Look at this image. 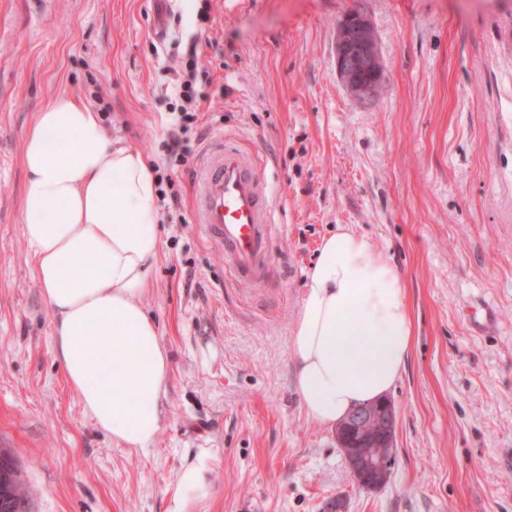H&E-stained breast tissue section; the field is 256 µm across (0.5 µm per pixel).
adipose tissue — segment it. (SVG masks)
<instances>
[{
    "instance_id": "adipose-tissue-1",
    "label": "adipose tissue",
    "mask_w": 512,
    "mask_h": 512,
    "mask_svg": "<svg viewBox=\"0 0 512 512\" xmlns=\"http://www.w3.org/2000/svg\"><path fill=\"white\" fill-rule=\"evenodd\" d=\"M22 236L56 315L55 354L83 412L113 442L145 450L160 433L169 354L142 297L160 248L156 182L136 149L112 144L70 95L24 137ZM411 345L397 271L364 238L327 236L289 344L308 418L340 422L395 385Z\"/></svg>"
}]
</instances>
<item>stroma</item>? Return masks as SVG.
<instances>
[{"label": "stroma", "instance_id": "35a3bbf8", "mask_svg": "<svg viewBox=\"0 0 512 512\" xmlns=\"http://www.w3.org/2000/svg\"><path fill=\"white\" fill-rule=\"evenodd\" d=\"M0 0V448L33 512H512V0ZM371 21L385 84L336 78L338 21ZM198 44L197 155L178 167L184 223L160 219L143 300L171 358L164 425L124 448L84 414L54 352L55 314L21 234L24 136L58 96L161 164ZM245 148L273 204L268 271L241 283L194 222L214 136ZM363 237L405 288L411 349L388 394L386 483L354 482L335 430L304 413L288 346L324 237ZM196 57H197V50H196V44L191 43L189 45L188 52L185 56L186 60V66L183 68L181 67V74L183 76L181 78H178L177 81L180 82L179 87L176 86V90H179V98L192 102L193 101V89H192V81L191 77L192 74H187V79L185 78V68H189L192 71L196 68ZM206 465L202 460L184 465L176 479L175 502L177 509L173 512H185L181 508L185 502L203 499L209 495L210 487L206 480Z\"/></svg>", "mask_w": 512, "mask_h": 512}]
</instances>
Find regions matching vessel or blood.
<instances>
[{"label": "vessel or blood", "mask_w": 512, "mask_h": 512, "mask_svg": "<svg viewBox=\"0 0 512 512\" xmlns=\"http://www.w3.org/2000/svg\"><path fill=\"white\" fill-rule=\"evenodd\" d=\"M194 213L205 236L224 250L239 280L257 281L267 265L272 204L250 155L216 138L196 172Z\"/></svg>", "instance_id": "vessel-or-blood-1"}]
</instances>
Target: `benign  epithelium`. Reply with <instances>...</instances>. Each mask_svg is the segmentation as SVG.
<instances>
[{
    "mask_svg": "<svg viewBox=\"0 0 512 512\" xmlns=\"http://www.w3.org/2000/svg\"><path fill=\"white\" fill-rule=\"evenodd\" d=\"M334 68L351 98L372 100L385 82V69L375 30L369 19L352 11L336 26ZM396 412L391 401L380 399L354 409L336 426L355 482L375 489L388 479L395 462Z\"/></svg>",
    "mask_w": 512,
    "mask_h": 512,
    "instance_id": "7a95c632",
    "label": "benign epithelium"
}]
</instances>
